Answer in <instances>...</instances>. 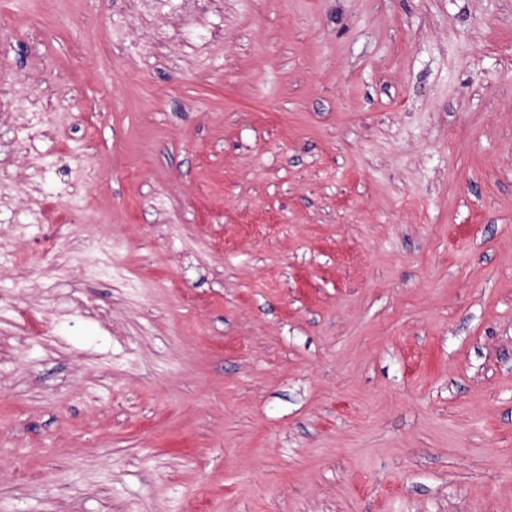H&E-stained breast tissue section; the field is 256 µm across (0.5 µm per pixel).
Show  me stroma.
Returning a JSON list of instances; mask_svg holds the SVG:
<instances>
[{
    "label": "stroma",
    "instance_id": "stroma-1",
    "mask_svg": "<svg viewBox=\"0 0 512 512\" xmlns=\"http://www.w3.org/2000/svg\"><path fill=\"white\" fill-rule=\"evenodd\" d=\"M0 67V512H512V0H0Z\"/></svg>",
    "mask_w": 512,
    "mask_h": 512
}]
</instances>
